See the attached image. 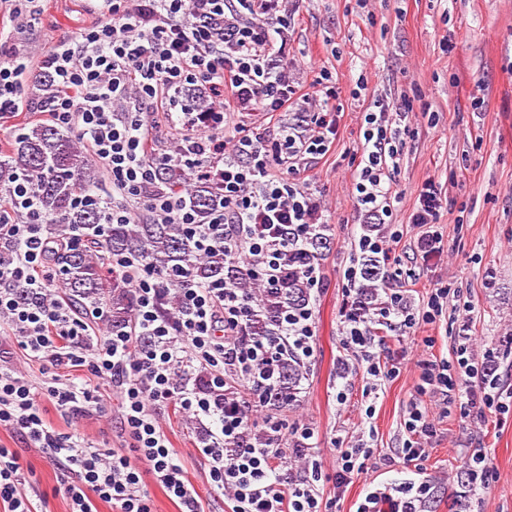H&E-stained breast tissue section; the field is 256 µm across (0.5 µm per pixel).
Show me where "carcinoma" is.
Returning <instances> with one entry per match:
<instances>
[{
  "label": "carcinoma",
  "instance_id": "cac0c4a2",
  "mask_svg": "<svg viewBox=\"0 0 512 512\" xmlns=\"http://www.w3.org/2000/svg\"><path fill=\"white\" fill-rule=\"evenodd\" d=\"M35 86L45 102L61 93L46 73L36 78ZM23 179L37 198L41 236L54 244L70 243V247L51 254L49 261L60 269L61 290L73 310H101L112 325L130 321V295L122 279L108 266V258L117 255H132L144 265L178 278L184 276L196 282L222 279L238 294L253 298V289L258 287L255 265L247 259H230L220 245L200 252L189 226L152 224L141 218L129 224H105L98 204L88 202L75 207L77 197L92 191L98 172L75 140L56 125L36 122L25 126L7 156L0 159V193L8 194L11 186ZM146 193L152 198L179 201L201 224L223 197L216 182L191 179L189 165L177 153L156 169ZM331 245L327 225L315 224L303 244L282 253L281 281L262 294L246 326L247 335L275 336L285 312L310 305L311 284L306 273ZM384 283L380 258L363 259L359 314L382 304L380 288ZM303 379L299 361L291 357L281 361L277 388L263 395V400L274 406L292 401Z\"/></svg>",
  "mask_w": 512,
  "mask_h": 512
}]
</instances>
